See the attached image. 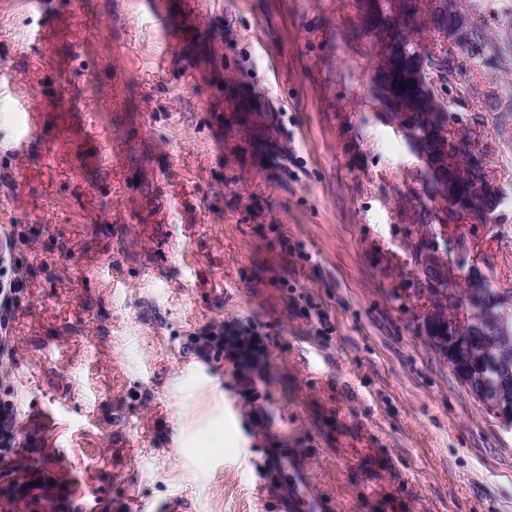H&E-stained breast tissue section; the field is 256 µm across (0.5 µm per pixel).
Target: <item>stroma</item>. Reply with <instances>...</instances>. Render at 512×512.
Listing matches in <instances>:
<instances>
[{
  "label": "stroma",
  "mask_w": 512,
  "mask_h": 512,
  "mask_svg": "<svg viewBox=\"0 0 512 512\" xmlns=\"http://www.w3.org/2000/svg\"><path fill=\"white\" fill-rule=\"evenodd\" d=\"M203 2L172 51L145 0H0V231L24 283L0 487L35 460L56 512H284L261 468L286 454L332 512H512V426L417 318L419 162L373 98L356 0ZM431 81L481 131L504 199L474 239L512 289V115L482 107L512 55ZM226 324L261 341L249 377L197 350Z\"/></svg>",
  "instance_id": "1"
}]
</instances>
